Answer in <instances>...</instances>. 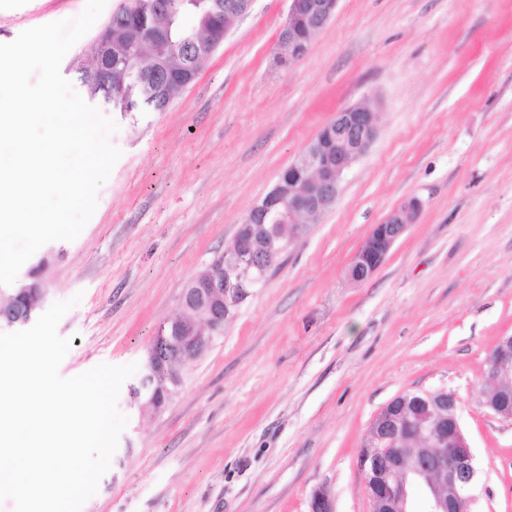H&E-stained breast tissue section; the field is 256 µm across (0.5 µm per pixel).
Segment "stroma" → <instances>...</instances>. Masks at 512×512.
<instances>
[{
	"mask_svg": "<svg viewBox=\"0 0 512 512\" xmlns=\"http://www.w3.org/2000/svg\"><path fill=\"white\" fill-rule=\"evenodd\" d=\"M85 0H0V43ZM287 0H255L163 112H116L122 155L74 241L42 246L43 307L76 299L60 373L144 364L183 288L338 109L378 136L332 208L188 367L162 409L128 422L82 512H370L357 465L375 415L446 389L477 469L469 512H512V421L477 400L512 334V0H339L311 50L279 66ZM417 200L367 282L347 276L373 225Z\"/></svg>",
	"mask_w": 512,
	"mask_h": 512,
	"instance_id": "stroma-1",
	"label": "stroma"
}]
</instances>
